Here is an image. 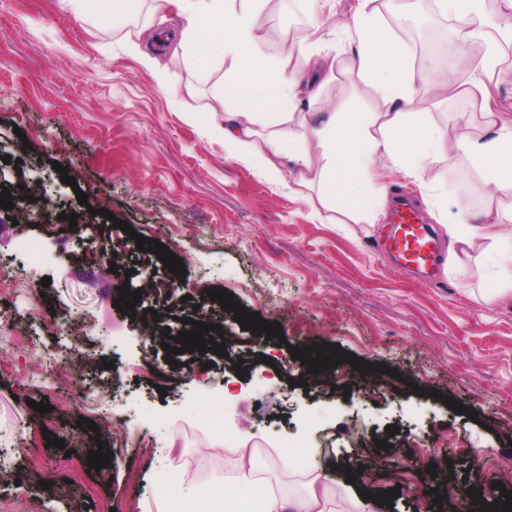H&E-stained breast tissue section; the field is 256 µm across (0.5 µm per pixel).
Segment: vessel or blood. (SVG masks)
Listing matches in <instances>:
<instances>
[{
    "label": "vessel or blood",
    "mask_w": 512,
    "mask_h": 512,
    "mask_svg": "<svg viewBox=\"0 0 512 512\" xmlns=\"http://www.w3.org/2000/svg\"><path fill=\"white\" fill-rule=\"evenodd\" d=\"M385 247L394 252L406 265L420 271L437 272L439 243L430 229L418 223L409 208H401Z\"/></svg>",
    "instance_id": "b4317fda"
}]
</instances>
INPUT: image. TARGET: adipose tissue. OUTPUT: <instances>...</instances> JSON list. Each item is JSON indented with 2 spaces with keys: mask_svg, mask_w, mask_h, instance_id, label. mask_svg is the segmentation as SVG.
I'll list each match as a JSON object with an SVG mask.
<instances>
[{
  "mask_svg": "<svg viewBox=\"0 0 512 512\" xmlns=\"http://www.w3.org/2000/svg\"><path fill=\"white\" fill-rule=\"evenodd\" d=\"M188 25L179 39L187 57L203 62L214 47H222L224 77L212 96L211 113L222 121L210 124V132L238 158L262 155L264 170L274 178L296 173L298 185H317L337 206L359 224H375L383 214L370 204L373 196H385L374 188L373 168L390 160L405 177H417L431 153L447 154L449 162H465L488 172L489 201L481 211L455 199L451 215V244L461 252L498 248L503 256L501 288L486 297L494 303L512 298V228L497 204L500 192L512 188V122L486 115V131L476 138L453 139L425 120L427 102L420 88L434 84L433 67L415 68L400 39L385 31L373 8V0H359L355 12L356 39L345 61L347 68L369 80L382 104L381 111L332 109L320 126L303 133L297 115L296 85L306 81L311 99H318L324 78L336 58L325 43L304 40L292 51L304 58L307 74L289 71L283 57H270L274 36L263 17L267 0H168ZM452 14L465 15L470 35L486 40V50L466 60L471 90L489 98L483 82L499 60L502 46L512 44V17L490 13L486 0H438ZM206 448L221 449L233 464L229 479L214 483L204 497L186 493L164 503L159 512H369L367 502L353 495L347 485L328 486L324 473L310 457L297 458L294 469L307 477L302 493H283L261 486L254 456L256 436L216 433Z\"/></svg>",
  "mask_w": 512,
  "mask_h": 512,
  "instance_id": "1",
  "label": "adipose tissue"
}]
</instances>
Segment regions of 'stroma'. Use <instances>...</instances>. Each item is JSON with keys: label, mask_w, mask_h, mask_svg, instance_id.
Here are the masks:
<instances>
[{"label": "stroma", "mask_w": 512, "mask_h": 512, "mask_svg": "<svg viewBox=\"0 0 512 512\" xmlns=\"http://www.w3.org/2000/svg\"><path fill=\"white\" fill-rule=\"evenodd\" d=\"M357 3L270 0L267 21L288 36L271 53L286 55L304 36L344 50L356 36ZM418 21L447 22L455 36L441 68L469 55L464 16L422 0ZM137 28L82 19L66 0H0V185L16 198L13 209H0V274L24 286L21 298L0 297V317L11 325L0 331V502L8 512H147L177 489L181 470L195 475L196 495L229 474L220 449L199 450L208 433L237 430L268 435L254 454L272 484L302 482L282 459L305 446L330 481H345L350 468L359 472L355 490L399 489L375 512H438L417 489L467 490L475 459L489 499L501 500L512 490V302L482 299L499 285L497 254L451 256L437 221L438 205L458 194L483 207L486 175L444 156L430 158L416 182L378 165L392 197L412 205L441 242L437 278L423 279L384 249L389 221L329 223L318 188L225 157L208 127L222 67L194 65L168 48L159 56L167 79L159 81L126 49ZM453 82L451 93L422 91L432 123L449 136L482 134L488 111L512 120L511 57L500 56L485 76L489 99L472 94L462 73ZM323 95L336 106L380 108L372 86L340 62ZM462 113L468 123H457ZM61 165L75 185L61 181ZM23 187L29 200L18 197ZM80 191L87 205L78 203ZM69 213L76 223L66 221ZM115 218L167 246L185 275L139 251L130 232L112 228ZM25 238L43 243L44 259L20 255ZM112 248L123 256L114 273L106 270ZM154 280L168 283L166 294L147 291ZM123 285L140 290V307L157 311L169 333L193 315L220 324L224 355L179 354L195 370L189 378L150 374L167 353L141 319L114 308ZM210 287L280 324L285 345L208 305ZM49 319L58 333L42 331ZM323 343L397 374L363 375L347 362L315 374L290 352ZM64 353L85 365L83 375L56 374ZM32 372L50 374L52 390L31 387ZM446 396L476 419L449 409ZM36 401L51 412L35 411ZM81 418L96 430L79 429ZM390 425L398 429L391 437ZM47 431L64 448L46 447ZM383 439L389 451L377 449ZM101 440L112 454L109 467L96 470L87 452Z\"/></svg>", "instance_id": "stroma-1"}]
</instances>
